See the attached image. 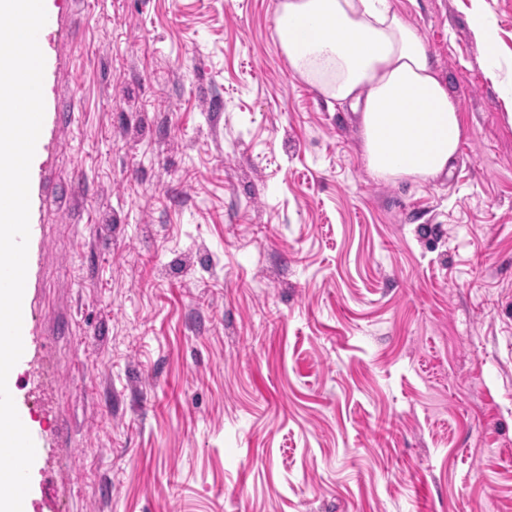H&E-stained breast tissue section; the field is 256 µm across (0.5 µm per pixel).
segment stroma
Returning <instances> with one entry per match:
<instances>
[{
	"label": "stroma",
	"instance_id": "1",
	"mask_svg": "<svg viewBox=\"0 0 512 512\" xmlns=\"http://www.w3.org/2000/svg\"><path fill=\"white\" fill-rule=\"evenodd\" d=\"M278 2H50L32 512H512V0H393L464 134L389 182Z\"/></svg>",
	"mask_w": 512,
	"mask_h": 512
}]
</instances>
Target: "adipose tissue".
<instances>
[{
    "label": "adipose tissue",
    "mask_w": 512,
    "mask_h": 512,
    "mask_svg": "<svg viewBox=\"0 0 512 512\" xmlns=\"http://www.w3.org/2000/svg\"><path fill=\"white\" fill-rule=\"evenodd\" d=\"M276 35L293 74L356 114L372 176L449 172L458 104L392 0H280Z\"/></svg>",
    "instance_id": "adipose-tissue-1"
}]
</instances>
